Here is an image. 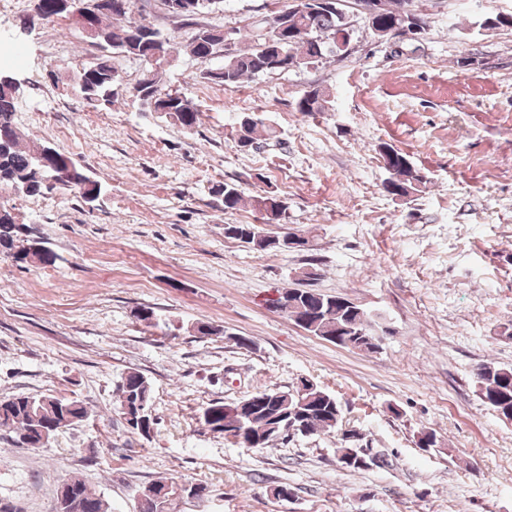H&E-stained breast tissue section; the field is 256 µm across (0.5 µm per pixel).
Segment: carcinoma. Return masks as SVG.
<instances>
[{
	"label": "carcinoma",
	"mask_w": 512,
	"mask_h": 512,
	"mask_svg": "<svg viewBox=\"0 0 512 512\" xmlns=\"http://www.w3.org/2000/svg\"><path fill=\"white\" fill-rule=\"evenodd\" d=\"M33 13L28 22L50 23L69 18L81 24L86 16L82 5L87 0H33ZM139 0H110L108 11L89 17L99 36L94 40L102 51L98 58L67 75L72 88L92 107L107 110L127 91L122 74L112 64L111 51H120L129 57L146 62L142 78L133 87L134 95L143 108L159 112L184 129L191 131L199 123L200 112L185 93L165 90L158 74L169 63L171 38L151 25L135 18ZM224 0H161L166 12L174 18L191 21L216 10ZM275 26L265 38L252 47L224 51V31L198 25L189 40L192 56L209 60L220 51L222 64L203 72V78L215 84L232 85L245 77L286 72L295 68L313 66L330 57L341 55L336 34L350 29L344 10L320 5L306 12L291 3L274 16ZM479 26L487 31L512 29V13L487 14ZM18 85L8 77L0 78V188H8L17 195L33 196L51 188L45 176L59 166H67L71 158L57 150L52 156L45 148L25 143L23 134L13 123ZM331 96L324 89L313 88L304 92L296 102V109L305 114L326 112ZM275 134L273 127L254 114L241 117L235 133V144L242 151L257 148L259 141ZM390 177L383 183L385 191L393 196L405 197L425 183V178L414 167L407 155L393 146H378ZM87 184V193L101 196L102 185L91 179L83 168L72 165V170L60 177L56 184L75 191V184ZM214 193L223 197L224 209L237 210L244 203L265 216L267 222L279 221L275 202L279 197L271 192L245 199L235 183L224 182L214 187ZM224 236L240 241L258 251L278 250L275 240L267 237L260 224H228ZM43 242L32 236L29 225L18 220L15 205L0 202V255L17 263L36 260L43 265L55 263L53 252L41 248ZM275 308L285 312L297 324L310 320L306 331L337 346L351 350L374 352L378 346L368 340L373 330L365 310L340 295H327L313 288H284L273 300ZM475 387L480 400L505 418L512 417V367L494 362L480 364L475 373ZM118 409L138 408L150 410L151 382L141 373L130 371L117 383ZM298 388H272L258 391L231 403L220 401L210 404L202 414L203 422L215 432H224V422L235 424L237 434L233 443L245 447L250 442L255 448H269L279 440L290 438L281 434L283 428H295L294 436L309 437L335 429L342 420V408L336 396L318 386L307 394L309 400L301 402L295 397ZM82 401L54 394H15L0 399V430L13 432L19 444L27 448H40L39 430L54 423L60 429L68 428L87 416ZM69 486L74 499L61 497L56 488V512H108L105 501L86 483L70 476L62 480ZM164 491L160 499H147L140 512H175L181 494V484L174 480L153 482Z\"/></svg>",
	"instance_id": "carcinoma-1"
}]
</instances>
